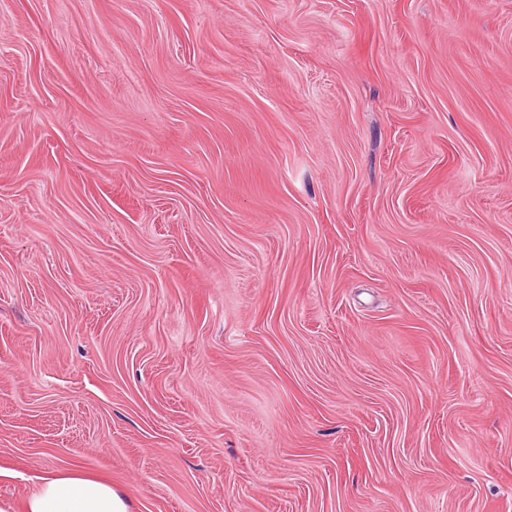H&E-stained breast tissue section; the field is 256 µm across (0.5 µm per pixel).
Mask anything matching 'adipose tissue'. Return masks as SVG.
Here are the masks:
<instances>
[{"label": "adipose tissue", "mask_w": 512, "mask_h": 512, "mask_svg": "<svg viewBox=\"0 0 512 512\" xmlns=\"http://www.w3.org/2000/svg\"><path fill=\"white\" fill-rule=\"evenodd\" d=\"M131 501L111 481L68 467L42 477L21 502L0 499V512H130Z\"/></svg>", "instance_id": "1"}]
</instances>
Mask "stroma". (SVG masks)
<instances>
[{"instance_id":"obj_1","label":"stroma","mask_w":512,"mask_h":512,"mask_svg":"<svg viewBox=\"0 0 512 512\" xmlns=\"http://www.w3.org/2000/svg\"><path fill=\"white\" fill-rule=\"evenodd\" d=\"M512 512V0H0V497ZM131 501L106 479L67 467L40 479L20 504L0 499V512H131Z\"/></svg>"}]
</instances>
